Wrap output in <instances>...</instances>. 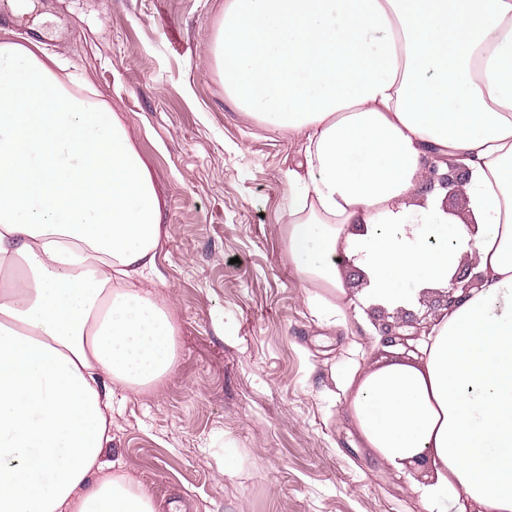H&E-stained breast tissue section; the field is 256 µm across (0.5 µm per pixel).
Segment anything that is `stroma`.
I'll use <instances>...</instances> for the list:
<instances>
[{
    "label": "stroma",
    "instance_id": "1",
    "mask_svg": "<svg viewBox=\"0 0 512 512\" xmlns=\"http://www.w3.org/2000/svg\"><path fill=\"white\" fill-rule=\"evenodd\" d=\"M225 0H9L0 42H34L125 120L161 201L156 291L177 362L112 420L107 459L162 512H423L427 470L362 447L334 381L351 342L288 266L299 140L243 118L212 48ZM236 469L224 475L225 454Z\"/></svg>",
    "mask_w": 512,
    "mask_h": 512
}]
</instances>
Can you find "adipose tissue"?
<instances>
[{
	"label": "adipose tissue",
	"instance_id": "obj_1",
	"mask_svg": "<svg viewBox=\"0 0 512 512\" xmlns=\"http://www.w3.org/2000/svg\"><path fill=\"white\" fill-rule=\"evenodd\" d=\"M213 57L243 117L303 143L280 231L321 325L357 335L472 263L480 286L413 358L364 367L349 412L384 465L431 470L424 512H512V0H225ZM56 61L0 42V512H157L105 450L175 366L160 201ZM442 158L467 219L425 188ZM443 161L448 165L449 171L445 174L438 175L437 165H430L425 188L430 191L437 182L441 188L446 190L450 189L452 191L451 193H457L456 184L461 183V180H463L465 169L455 163L448 162L447 159Z\"/></svg>",
	"mask_w": 512,
	"mask_h": 512
}]
</instances>
